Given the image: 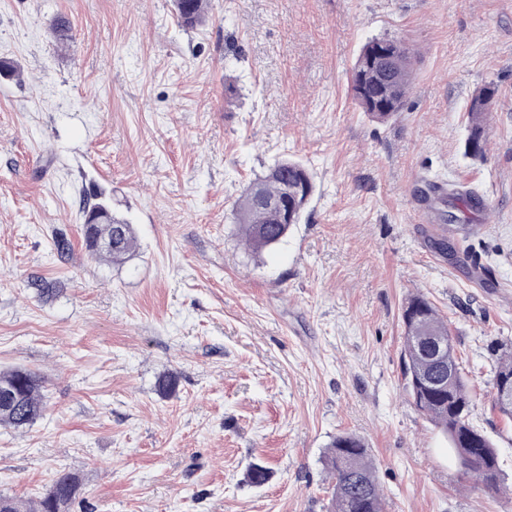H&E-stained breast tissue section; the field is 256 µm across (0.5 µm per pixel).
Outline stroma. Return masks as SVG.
I'll list each match as a JSON object with an SVG mask.
<instances>
[{
	"instance_id": "stroma-1",
	"label": "stroma",
	"mask_w": 512,
	"mask_h": 512,
	"mask_svg": "<svg viewBox=\"0 0 512 512\" xmlns=\"http://www.w3.org/2000/svg\"><path fill=\"white\" fill-rule=\"evenodd\" d=\"M383 35L418 57L379 122L348 79ZM0 60L18 69L0 74V370L40 373L47 402L32 427L0 426V495L37 499L65 469L82 512H329L323 456L352 433L385 512H512V421L491 408L512 343V0H211L197 29L172 0H0ZM488 83L475 160L468 112ZM280 158L316 190L255 256L234 203ZM436 181L487 212L427 223L418 194ZM98 187L135 228L120 266L83 242L79 200ZM415 294L448 322L505 494L474 488L403 388ZM495 97L496 89L492 86H485L478 91L472 100L465 151L475 159H483L487 154L486 127Z\"/></svg>"
}]
</instances>
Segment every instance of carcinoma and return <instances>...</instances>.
I'll list each match as a JSON object with an SVG mask.
<instances>
[{
    "label": "carcinoma",
    "mask_w": 512,
    "mask_h": 512,
    "mask_svg": "<svg viewBox=\"0 0 512 512\" xmlns=\"http://www.w3.org/2000/svg\"><path fill=\"white\" fill-rule=\"evenodd\" d=\"M180 25L194 29L206 23L208 0H173ZM69 21L57 17L50 25L54 40L62 44L69 37ZM415 50L392 36L375 37L360 51L351 71L352 96L369 117L386 121L401 111L408 94ZM496 97L492 86L481 88L469 110V133L465 151L473 158L487 154L486 127L491 105ZM314 176L302 164L288 158L272 164L267 172L251 182L236 202V224L247 247L260 254L283 241L291 225L301 221L314 192ZM458 201L467 209L485 208L484 200L472 190L456 192ZM288 199V221L263 207L259 198ZM112 243L99 250L97 242ZM85 245L95 257L121 265L137 247L134 228L112 211L85 230ZM404 341L402 349L404 388L418 411L428 417L448 437L460 463H469L465 473L475 477L487 493L500 490L498 452L490 439L471 422L472 400L448 325L436 307L425 297L407 299L402 309ZM448 341V359L455 373L442 388L429 386L417 375V367H426L425 376L441 371L432 360L426 342ZM512 379V349L501 354L494 364L493 404L500 415L512 419V405L500 397L502 383ZM42 378L24 368L0 371V425L15 429L32 426L43 417ZM324 466L332 477V512H384L382 493L377 483L375 466L365 443L353 434L336 436L324 457ZM79 497V483L69 471L62 470L43 495L28 504L0 495V512H70Z\"/></svg>",
    "instance_id": "cac0c4a2"
}]
</instances>
